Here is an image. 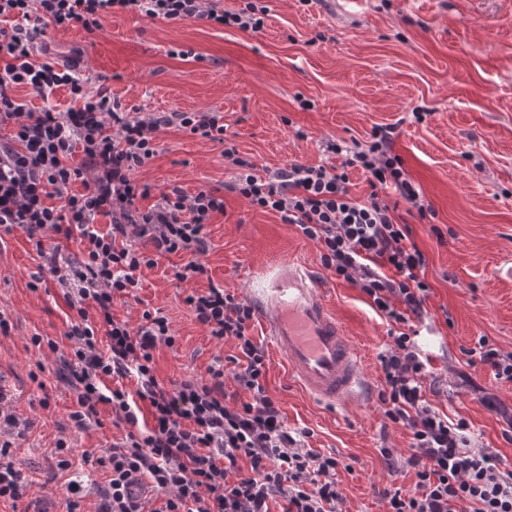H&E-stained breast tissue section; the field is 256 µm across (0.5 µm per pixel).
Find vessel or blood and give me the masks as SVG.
<instances>
[{"label": "vessel or blood", "mask_w": 512, "mask_h": 512, "mask_svg": "<svg viewBox=\"0 0 512 512\" xmlns=\"http://www.w3.org/2000/svg\"><path fill=\"white\" fill-rule=\"evenodd\" d=\"M250 299L290 376L310 396L332 407L366 398L360 353L310 268L277 264Z\"/></svg>", "instance_id": "1"}]
</instances>
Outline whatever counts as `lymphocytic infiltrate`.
<instances>
[{"instance_id": "f902f5d3", "label": "lymphocytic infiltrate", "mask_w": 512, "mask_h": 512, "mask_svg": "<svg viewBox=\"0 0 512 512\" xmlns=\"http://www.w3.org/2000/svg\"><path fill=\"white\" fill-rule=\"evenodd\" d=\"M117 11L253 31L263 28L267 14L254 0L233 11L220 0H0V127L11 129L0 141V229L27 234L78 314L66 333L71 352L56 369L77 397L74 427L99 424L102 404L116 423L129 427L100 460L110 472L100 512H144L147 491L162 498L155 512H271L279 498L283 512H339V461L306 447L284 426L267 390L265 351L250 334L254 309L248 302L215 286L186 298L211 336L238 343L234 380L248 398L234 407L220 370L205 382H158L154 352L175 343L160 312L144 311L136 328L112 314L114 298L138 288L142 269L155 267L160 257L185 256L174 271L178 281L205 274L206 226L223 213L227 190L296 226L318 245L324 268L359 286L389 325L393 343L380 356L378 398L384 416L410 432L407 463L417 481L413 491L389 495L388 512H512V466L494 449L472 446L467 421L440 413L423 395L428 361L414 335L430 290L427 259L380 193L393 190L422 217L431 207L393 152L394 127L374 126L367 141L348 149L326 141V153L340 156V164L293 161L259 176L235 146L226 145L220 112L143 117L124 109L107 87L90 84L81 51L61 63L36 61L43 29L78 25L92 33ZM61 86L73 101L63 111L32 110L16 95L24 88L45 97ZM169 128L223 144L234 172L223 191L188 197L175 187L140 209L137 201L150 188L135 174L156 155L158 132ZM353 169L366 176V198L350 190ZM78 181L83 191L72 192ZM100 216L110 219L107 231L96 228ZM75 236L83 246L75 261L43 246L47 237ZM463 353L468 365L488 366L496 381L512 383V353L487 337ZM129 377L137 380L135 392L105 385L106 379Z\"/></svg>"}]
</instances>
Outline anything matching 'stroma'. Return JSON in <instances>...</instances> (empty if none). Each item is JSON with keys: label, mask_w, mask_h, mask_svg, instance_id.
<instances>
[{"label": "stroma", "mask_w": 512, "mask_h": 512, "mask_svg": "<svg viewBox=\"0 0 512 512\" xmlns=\"http://www.w3.org/2000/svg\"><path fill=\"white\" fill-rule=\"evenodd\" d=\"M262 30L215 28L192 20L151 21L117 13L100 30L47 27L38 39L57 56L80 49L86 75L104 83L127 109L156 111L218 109L240 156L258 174L297 160L326 158L329 139L365 140L373 126H395L393 150L433 207L427 218L398 205L425 254L431 286L416 342L431 369L427 400L450 418L465 419L477 447L493 448L512 464V444L502 437L503 419L482 401L494 397L512 409V384L497 382L483 365L468 366L463 348L487 337L512 352V0H368L366 9L345 12L339 0H266ZM194 57H178L181 49ZM420 108L422 120L411 111ZM222 145L168 130L160 150L137 174L152 196L177 187L186 195L223 190L231 164ZM225 213L206 232L210 251L204 275L181 283L172 275L182 257L160 258L143 270L140 286L115 298L113 315L131 327L144 310H160L175 337L159 346L155 374L164 386L224 371V389L247 395L233 379L239 351L217 340L193 316L185 298L215 285L247 298L273 267L291 261L314 270L349 335L364 356L371 393L364 402L325 407L307 396L288 373L261 323L250 333L268 360L267 389L289 431L306 432V446L335 454L341 512H386L389 493L413 489V468L387 467L381 451L408 457L410 432L389 421L378 401L379 357L392 342L386 323L351 282L320 262L318 246L278 214L225 192ZM23 231L0 239V410L15 425H0L6 459L24 484L17 500H1L0 512H98L109 471L98 463L124 439L102 407L101 426L76 429L72 389L55 375L56 354L39 355L31 343L41 335L68 350L65 337L77 314L66 304ZM481 389L463 391L462 373ZM65 441L70 468L58 465L57 441Z\"/></svg>", "instance_id": "1"}]
</instances>
